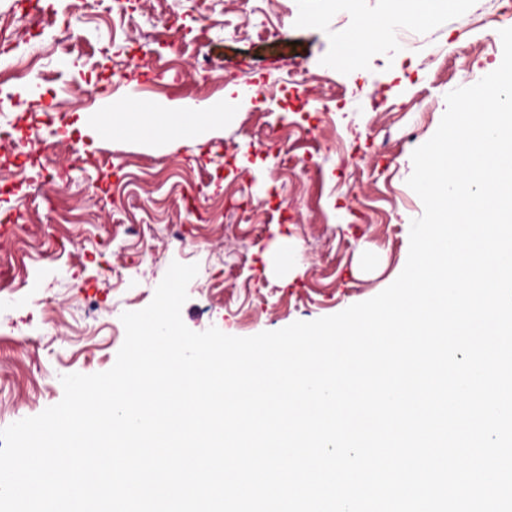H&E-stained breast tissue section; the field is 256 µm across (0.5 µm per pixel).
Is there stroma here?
Listing matches in <instances>:
<instances>
[{
	"instance_id": "stroma-1",
	"label": "stroma",
	"mask_w": 512,
	"mask_h": 512,
	"mask_svg": "<svg viewBox=\"0 0 512 512\" xmlns=\"http://www.w3.org/2000/svg\"><path fill=\"white\" fill-rule=\"evenodd\" d=\"M71 39L20 34L43 51L28 81L0 85V419L40 414L61 376L109 370L121 315L147 307L171 262L198 264L182 307L195 332L238 337L312 321L389 286L408 257L413 151L437 130L445 96L502 62L500 11L512 0H458L414 24L395 49H369L393 0H41ZM318 6L320 21L301 17ZM170 27L179 81L142 83L150 111L202 97L223 104L188 136L97 130L131 108L119 74L152 72ZM217 72L195 88L201 65ZM90 97L68 106L73 89ZM89 123L71 131L79 115ZM288 128L285 146L264 131ZM67 170V179L56 176ZM23 214L20 224L5 215ZM55 311L45 321L39 302ZM96 335L78 337L76 327ZM40 390H33L32 379Z\"/></svg>"
}]
</instances>
